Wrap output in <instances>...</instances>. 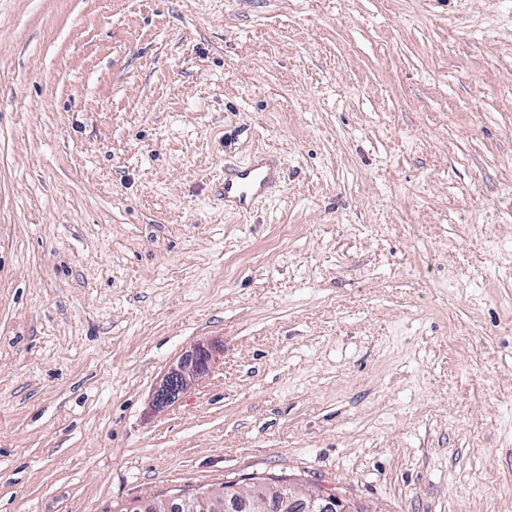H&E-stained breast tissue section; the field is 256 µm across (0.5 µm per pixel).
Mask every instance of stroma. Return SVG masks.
Wrapping results in <instances>:
<instances>
[{"instance_id":"stroma-1","label":"stroma","mask_w":512,"mask_h":512,"mask_svg":"<svg viewBox=\"0 0 512 512\" xmlns=\"http://www.w3.org/2000/svg\"><path fill=\"white\" fill-rule=\"evenodd\" d=\"M256 477L512 512V0H0V512ZM283 166L278 156L263 154L242 165H224L220 199L224 211L245 216L259 199L271 194L281 182ZM218 355L217 346L208 342L198 343L184 354L164 374L154 394V406L163 409L175 403L181 394L211 371Z\"/></svg>"}]
</instances>
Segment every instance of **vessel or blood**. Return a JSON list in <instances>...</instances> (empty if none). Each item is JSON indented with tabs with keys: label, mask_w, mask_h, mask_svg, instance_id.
Masks as SVG:
<instances>
[{
	"label": "vessel or blood",
	"mask_w": 512,
	"mask_h": 512,
	"mask_svg": "<svg viewBox=\"0 0 512 512\" xmlns=\"http://www.w3.org/2000/svg\"><path fill=\"white\" fill-rule=\"evenodd\" d=\"M283 166L278 156L263 154L242 165L224 168L220 199L225 211L250 214L259 199L271 194L281 182Z\"/></svg>",
	"instance_id": "1"
}]
</instances>
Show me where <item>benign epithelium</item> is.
I'll use <instances>...</instances> for the list:
<instances>
[{"label":"benign epithelium","instance_id":"benign-epithelium-1","mask_svg":"<svg viewBox=\"0 0 512 512\" xmlns=\"http://www.w3.org/2000/svg\"><path fill=\"white\" fill-rule=\"evenodd\" d=\"M219 351L212 343L202 342L172 364L164 374L154 394V406L163 409L175 403L181 394L199 378L207 375ZM190 502L173 495L162 503L152 500L139 502L133 512H186ZM308 512H353L337 494L319 493L309 497Z\"/></svg>","mask_w":512,"mask_h":512}]
</instances>
